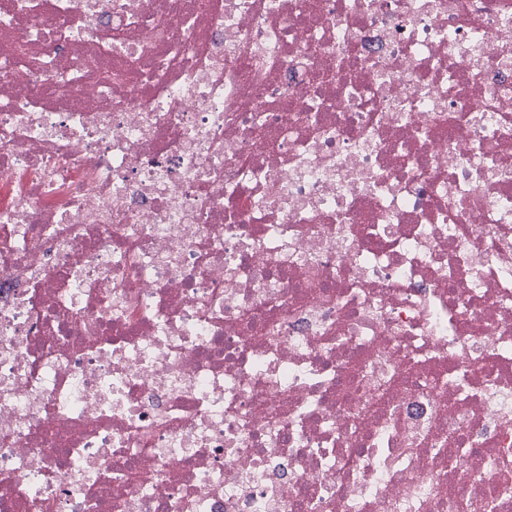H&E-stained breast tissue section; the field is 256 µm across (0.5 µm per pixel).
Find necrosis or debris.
<instances>
[{
  "label": "necrosis or debris",
  "mask_w": 512,
  "mask_h": 512,
  "mask_svg": "<svg viewBox=\"0 0 512 512\" xmlns=\"http://www.w3.org/2000/svg\"><path fill=\"white\" fill-rule=\"evenodd\" d=\"M512 512V0H0V512Z\"/></svg>",
  "instance_id": "obj_1"
}]
</instances>
